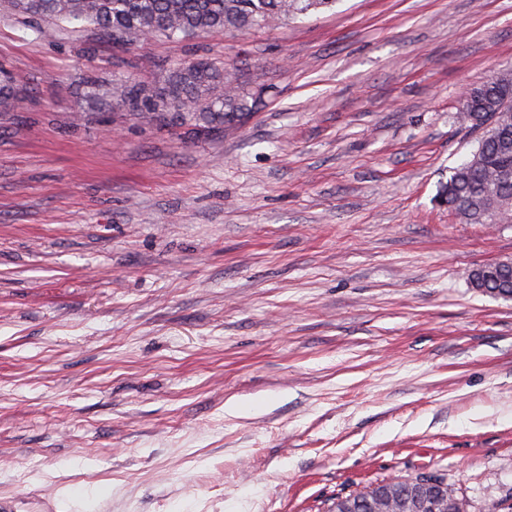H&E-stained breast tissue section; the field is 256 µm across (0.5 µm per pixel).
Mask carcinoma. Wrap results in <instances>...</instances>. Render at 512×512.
<instances>
[{
  "mask_svg": "<svg viewBox=\"0 0 512 512\" xmlns=\"http://www.w3.org/2000/svg\"><path fill=\"white\" fill-rule=\"evenodd\" d=\"M336 0H0V12L28 20L44 33V22H77L96 30L115 48L157 37L190 38L215 31L268 29L331 8ZM15 91L0 69V106ZM107 95L145 117L176 119L203 128L230 126L255 109L258 90L235 85L224 67L204 57L184 60L169 70L164 85L148 79L115 84ZM462 111L470 129L481 132L468 159L438 184L435 201L467 224L512 223V122L493 123L496 112L512 113V74L502 73L465 92ZM481 293L512 300V269L470 273ZM404 496L421 504V512H468L467 501L439 477L376 484L336 499L333 512H388L387 498Z\"/></svg>",
  "mask_w": 512,
  "mask_h": 512,
  "instance_id": "1",
  "label": "carcinoma"
}]
</instances>
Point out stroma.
<instances>
[{"label":"stroma","mask_w":512,"mask_h":512,"mask_svg":"<svg viewBox=\"0 0 512 512\" xmlns=\"http://www.w3.org/2000/svg\"><path fill=\"white\" fill-rule=\"evenodd\" d=\"M199 55L265 105L204 129L88 94ZM0 67V512H330L427 472L512 500V300L469 280L512 224L434 202L512 0L124 50L4 16Z\"/></svg>","instance_id":"35a3bbf8"}]
</instances>
